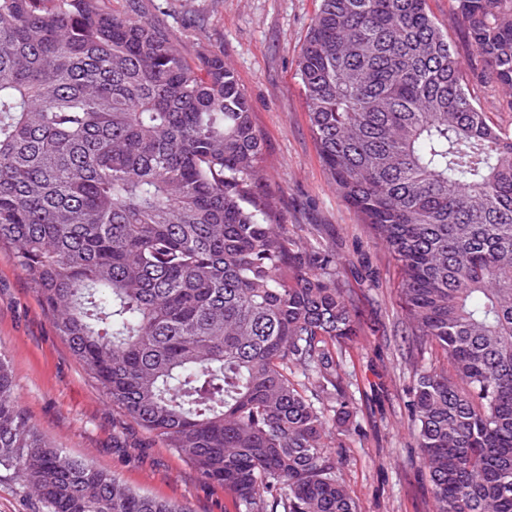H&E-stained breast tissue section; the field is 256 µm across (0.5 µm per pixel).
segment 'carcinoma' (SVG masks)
<instances>
[{
  "label": "carcinoma",
  "instance_id": "obj_1",
  "mask_svg": "<svg viewBox=\"0 0 512 512\" xmlns=\"http://www.w3.org/2000/svg\"><path fill=\"white\" fill-rule=\"evenodd\" d=\"M320 0L298 69L317 152L399 272L404 339L442 351L408 416L437 512H512V0ZM263 143L224 58L189 62L106 0H0V252L131 423L238 512H358L331 435L359 335L336 254L260 193ZM45 512H190L64 455L0 355V469ZM428 8L439 26L448 33V39L456 46L460 58L467 64L472 48L467 44L464 27L453 11L451 0H427ZM475 92L478 96L481 106L485 112H489L492 118L504 128L512 127V112H504L499 107V92L490 84L475 86Z\"/></svg>",
  "mask_w": 512,
  "mask_h": 512
}]
</instances>
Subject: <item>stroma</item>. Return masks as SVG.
I'll return each instance as SVG.
<instances>
[{"mask_svg":"<svg viewBox=\"0 0 512 512\" xmlns=\"http://www.w3.org/2000/svg\"><path fill=\"white\" fill-rule=\"evenodd\" d=\"M113 13L153 23L190 62L223 56L247 94L263 143L259 192L275 197L291 234L329 246L363 334L343 369L359 427L344 439L341 478L361 512H436L405 403L420 373L442 366L401 337L395 262L348 206L321 163L298 71L320 0H109ZM0 353L19 404L63 454L130 489L187 506L235 512L222 488L131 425L100 392L10 254L0 253Z\"/></svg>","mask_w":512,"mask_h":512,"instance_id":"obj_1","label":"stroma"}]
</instances>
